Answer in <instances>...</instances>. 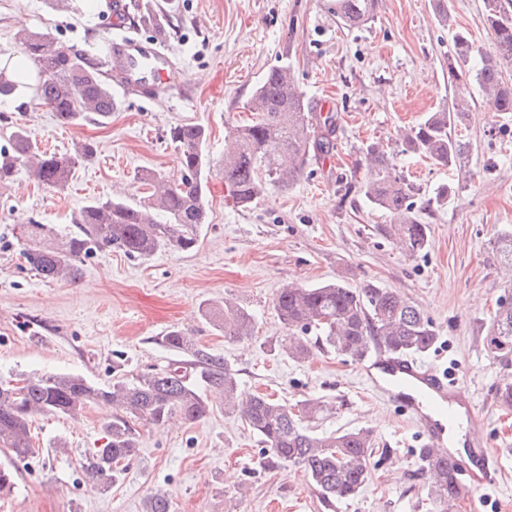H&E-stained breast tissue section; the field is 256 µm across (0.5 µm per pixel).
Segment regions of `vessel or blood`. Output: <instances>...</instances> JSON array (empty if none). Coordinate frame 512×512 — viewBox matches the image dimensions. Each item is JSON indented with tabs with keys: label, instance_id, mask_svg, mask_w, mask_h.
Returning a JSON list of instances; mask_svg holds the SVG:
<instances>
[{
	"label": "vessel or blood",
	"instance_id": "1",
	"mask_svg": "<svg viewBox=\"0 0 512 512\" xmlns=\"http://www.w3.org/2000/svg\"><path fill=\"white\" fill-rule=\"evenodd\" d=\"M110 73L114 83L149 99L173 98L185 75L159 38L144 43L131 37L113 40ZM360 378L381 389L416 422L423 438L422 454L444 450L458 485L465 489L496 484L498 454L485 434V417L471 401L458 400L448 372L384 351L373 352L357 365ZM464 424L467 455L445 451L449 428Z\"/></svg>",
	"mask_w": 512,
	"mask_h": 512
}]
</instances>
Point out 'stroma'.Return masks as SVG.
Segmentation results:
<instances>
[{
  "label": "stroma",
  "instance_id": "stroma-1",
  "mask_svg": "<svg viewBox=\"0 0 512 512\" xmlns=\"http://www.w3.org/2000/svg\"><path fill=\"white\" fill-rule=\"evenodd\" d=\"M139 2L164 18L162 27L141 29V39L165 37L188 75L170 108L117 90L106 123L63 126L30 91L0 101V147L19 124L49 151L70 153L85 140L96 148L65 189L39 186L24 169L0 186V380L68 373L108 385L119 374L163 369L182 358L164 341L178 327L233 365L243 393L291 405L317 399L330 411L313 420L316 432L367 427L377 448L392 454L371 469L355 499L328 507L301 469L262 465L257 437L217 403L193 423H135L139 454L103 492L81 468L105 444L113 417L111 405L97 402L76 420L37 417L40 454L14 464L16 487L0 498V512H145L158 491L169 496L171 512H429L417 429L360 379L356 360L317 349L295 362L274 349L287 334L274 308L278 291L334 280L397 290L432 319L438 341L425 360L455 374L501 450L497 486L464 493L455 512H512V409L498 400L502 384L512 382V361H501L486 343L500 299L512 295V276L494 246L497 233L512 227V112L491 111L473 93L457 129L471 144L470 160L457 171L400 154L397 141L400 127L448 105L455 31L468 33L475 51L493 55L481 24L486 0H379L374 19L359 29L337 22L326 0ZM442 3L446 24L438 17ZM98 4L83 0L73 12L52 9L46 0H0V51L21 56L20 34L38 31L65 49L93 53L112 37ZM282 63L314 105L337 114L333 152L310 162L294 185L269 188L240 209L228 200L222 174L213 172L210 221L191 252L130 258L99 251L74 282L42 280L25 263L24 225L46 224L63 234L87 201L140 197L145 172L179 180L171 126H204L207 153L220 163L229 132L247 117L253 88ZM373 141L396 152L399 169L420 190L416 203L440 184L455 188L448 205L422 212L430 228L423 252L409 253L386 237L380 227L389 215L372 208L360 190L367 167L362 150ZM228 299L253 314L251 338L225 341L207 317Z\"/></svg>",
  "mask_w": 512,
  "mask_h": 512
}]
</instances>
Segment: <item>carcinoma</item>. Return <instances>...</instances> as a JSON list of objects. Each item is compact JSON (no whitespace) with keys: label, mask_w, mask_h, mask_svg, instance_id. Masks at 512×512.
Here are the masks:
<instances>
[{"label":"carcinoma","mask_w":512,"mask_h":512,"mask_svg":"<svg viewBox=\"0 0 512 512\" xmlns=\"http://www.w3.org/2000/svg\"><path fill=\"white\" fill-rule=\"evenodd\" d=\"M326 7L340 24L352 29L373 19L377 0H327ZM482 24L493 36L495 56L486 57L477 67L471 65L473 44L464 33L455 34V53L448 56V74L457 83L451 107L432 112L400 132L402 151L424 155L450 170L464 163L469 141L452 129L463 123L473 87L493 111L512 112V84L501 74V63L512 62V17L501 0H487ZM20 42L36 70L33 94L60 124L78 125L88 119L103 122L112 115V90L100 73L106 54L70 52L40 32L25 34ZM24 85L0 71V98L20 93ZM245 109L251 118L234 130L221 163L227 195L241 209L251 207L271 185L288 188L311 160L326 158L333 149L337 121L335 113L317 110L306 98L287 65L273 66L265 73ZM169 138L179 150L180 181L147 172L141 176L148 187L144 196L94 199L74 216L76 230L65 235L54 234L45 224L27 226L23 258L40 277L74 282L82 259L106 249L143 258L167 248L184 252L195 248L198 225L209 223L207 133L199 124H177L170 127ZM9 141L10 148L0 150V185L13 181L19 167L26 166L41 185L62 190L73 179L79 161L94 154L93 145L86 142L69 155L47 152L20 126L12 129ZM365 155L373 172L362 186L363 195L373 208L391 216V223L381 231L412 252L424 251L429 245V225L417 214L414 197L419 189L407 181L394 153L383 144H368ZM452 193V186L439 185L425 207L448 204ZM496 251L502 264L511 269V229L502 230ZM274 305L288 328V336L277 344L278 353L297 362L306 360L314 348L356 360L374 349L422 354L438 339L421 308L399 292L374 284L354 288L337 280L310 288L286 287L278 292ZM208 316L228 340L253 336V315L234 302L224 301L223 308ZM310 332L314 336H308ZM165 343L192 357V372L178 365L119 376L107 386L74 374L27 375L21 386L1 380L0 448L24 460L35 452L31 433L35 416L57 414L75 419L88 404L109 401L115 415L107 427V442L86 455L83 463L88 480L107 490L121 478L122 463L138 454L134 422L160 426L174 418L200 420L211 411L207 392L213 391L222 399L224 412L238 416L258 437L267 462L301 469L324 504L331 506L361 493L376 453L371 429L317 434L306 422L324 412L321 402L309 399L295 410L267 395L243 396L237 371L195 337L174 328ZM487 346L502 359L512 355V299L499 305ZM420 470L428 479L430 512H451L462 490L448 462L422 460Z\"/></svg>","instance_id":"obj_1"}]
</instances>
